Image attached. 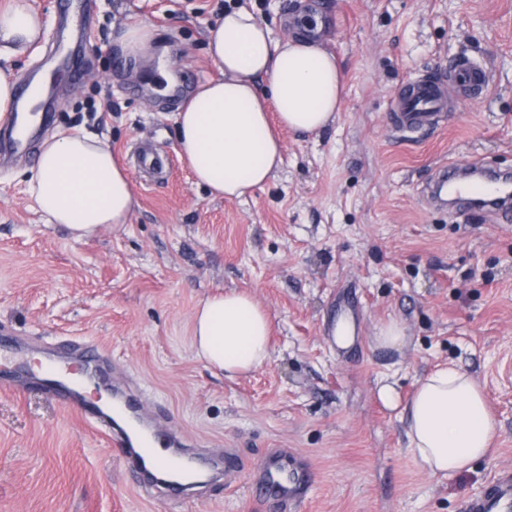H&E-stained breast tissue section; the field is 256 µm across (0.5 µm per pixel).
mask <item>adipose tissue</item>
Here are the masks:
<instances>
[{
  "label": "adipose tissue",
  "instance_id": "1",
  "mask_svg": "<svg viewBox=\"0 0 512 512\" xmlns=\"http://www.w3.org/2000/svg\"><path fill=\"white\" fill-rule=\"evenodd\" d=\"M42 19L29 0L0 9V58L36 43ZM208 53L222 77L202 85L176 114L178 153L197 184L234 199L264 187L283 162V143L259 98L266 83L280 126L323 130L340 110L341 81L334 55L300 33L273 38L245 8L225 11L208 33ZM28 192L49 221L74 239L125 223L136 205L127 172L97 137L72 132L41 144ZM270 317L246 292H219L196 310L191 327L197 358L227 378L269 358ZM409 445L431 475L470 468L484 457L494 422L479 384L448 365L420 379L404 407Z\"/></svg>",
  "mask_w": 512,
  "mask_h": 512
}]
</instances>
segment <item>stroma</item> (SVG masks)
Listing matches in <instances>:
<instances>
[{
	"label": "stroma",
	"mask_w": 512,
	"mask_h": 512,
	"mask_svg": "<svg viewBox=\"0 0 512 512\" xmlns=\"http://www.w3.org/2000/svg\"><path fill=\"white\" fill-rule=\"evenodd\" d=\"M40 42L0 68L37 73L54 102L41 137L82 130L125 166L139 205L127 223L76 241L27 192L36 151L0 162V512H260L244 478L175 498L142 492L101 432L32 385L33 367L84 341L103 348L96 381L138 389L159 429L201 452L257 466L268 450L304 458L316 482L304 512H461L512 467V223L489 209L452 215L424 185L442 163L512 171V0H96L90 67L79 84L54 72L59 0H30ZM251 7L273 37L301 26L333 53L343 81L335 120L283 132L284 162L264 188L224 200L198 186L179 155L175 114L221 73L207 33L225 9ZM145 23L151 57L125 62L124 25ZM472 58L492 91L448 107L446 128L401 140L387 128L392 91L438 61ZM148 140L163 179L130 157ZM251 293L272 325L270 358L233 379L191 348L197 306L220 291ZM355 339L332 336L345 295ZM404 324L406 345L376 346L377 327ZM456 364L481 386L495 421L488 456L429 476L409 447L400 408L420 378Z\"/></svg>",
	"instance_id": "obj_1"
}]
</instances>
